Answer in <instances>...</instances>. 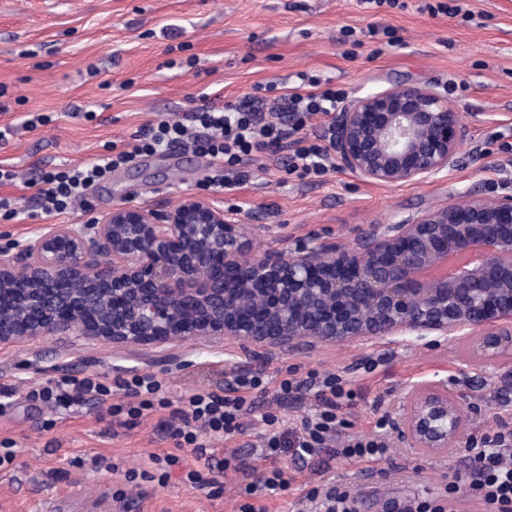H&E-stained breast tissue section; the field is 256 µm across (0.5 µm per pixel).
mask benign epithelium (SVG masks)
I'll return each mask as SVG.
<instances>
[{
  "label": "benign epithelium",
  "instance_id": "obj_1",
  "mask_svg": "<svg viewBox=\"0 0 512 512\" xmlns=\"http://www.w3.org/2000/svg\"><path fill=\"white\" fill-rule=\"evenodd\" d=\"M470 127L433 83L346 100L330 154L380 185L457 165ZM245 225L214 196L165 209L113 207L90 224H46L0 250V344L81 336L135 351L232 340L284 354L375 339L462 336L480 357L512 355V194L463 191L443 207L371 224L352 246L315 238L243 258ZM462 398L437 381L405 392L402 443L459 447Z\"/></svg>",
  "mask_w": 512,
  "mask_h": 512
}]
</instances>
